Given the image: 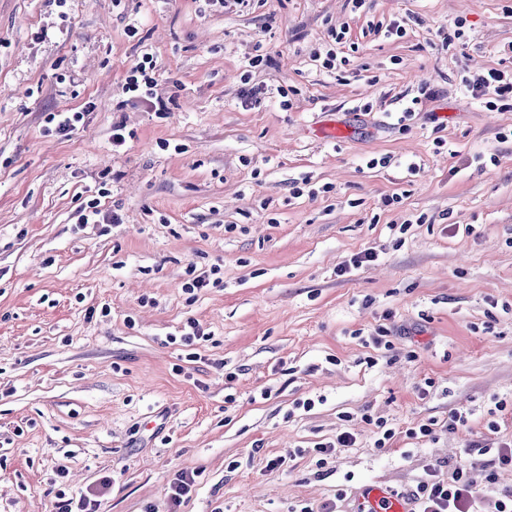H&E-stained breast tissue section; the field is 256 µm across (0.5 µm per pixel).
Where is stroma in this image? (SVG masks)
<instances>
[{"instance_id": "stroma-1", "label": "stroma", "mask_w": 512, "mask_h": 512, "mask_svg": "<svg viewBox=\"0 0 512 512\" xmlns=\"http://www.w3.org/2000/svg\"><path fill=\"white\" fill-rule=\"evenodd\" d=\"M510 45L512 0H0V512H168L183 471L180 512H353L512 443L488 415L512 402V108L462 84ZM145 47L163 112L123 89ZM60 110L84 115L66 136ZM92 202L120 223H79ZM467 476L512 491L489 456ZM496 442H489L485 445L470 444L469 448H462L460 451V459L462 456H470L473 448H479L484 454L490 453L492 450L495 451V463L498 466H512V445L507 443H498V446H494ZM195 485L193 474L181 472L171 485V493L169 495L173 508L179 507L182 502L189 499V494ZM354 512H413L410 504L383 484L364 485L356 493Z\"/></svg>"}]
</instances>
